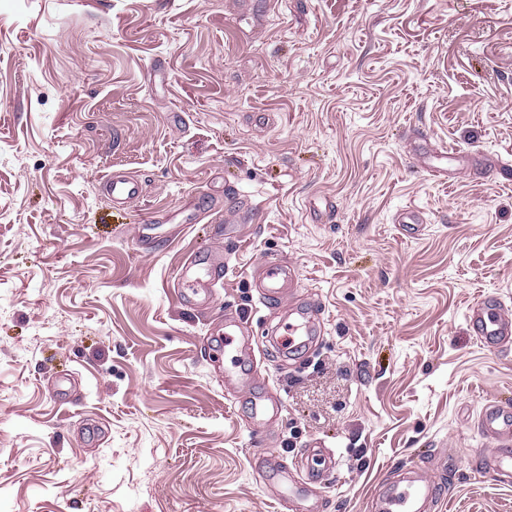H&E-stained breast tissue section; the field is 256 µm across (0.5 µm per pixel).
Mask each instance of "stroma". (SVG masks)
<instances>
[{"instance_id":"1","label":"stroma","mask_w":512,"mask_h":512,"mask_svg":"<svg viewBox=\"0 0 512 512\" xmlns=\"http://www.w3.org/2000/svg\"><path fill=\"white\" fill-rule=\"evenodd\" d=\"M420 133L512 154V0H0V512H278L259 463L302 476L316 442V512H377L401 470L438 484L425 512H512L478 430L512 346L467 320L484 292L512 316V186L419 168ZM209 256L222 286L179 302ZM270 257L298 280L262 310ZM296 301L323 327L288 358L263 328ZM105 187L113 202L125 203L137 199L142 191L140 181L129 175H116L109 178Z\"/></svg>"}]
</instances>
